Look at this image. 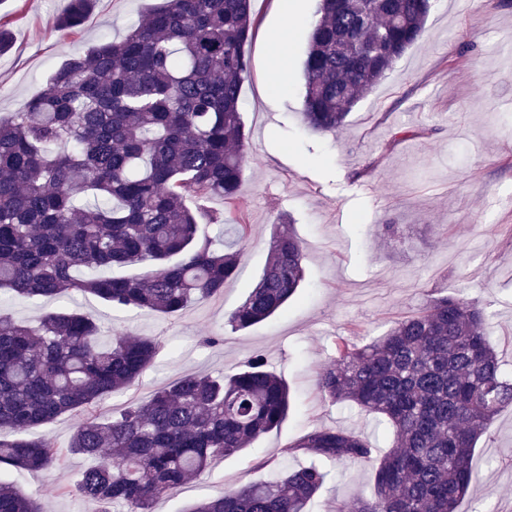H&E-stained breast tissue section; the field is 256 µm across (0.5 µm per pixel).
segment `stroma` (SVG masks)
<instances>
[{
	"mask_svg": "<svg viewBox=\"0 0 512 512\" xmlns=\"http://www.w3.org/2000/svg\"><path fill=\"white\" fill-rule=\"evenodd\" d=\"M162 3L98 0L82 30L67 35L53 20L68 0H0L14 34L11 53L0 56V113L21 109L68 57L102 35L124 34ZM299 5L288 84L279 91L265 64L267 36L283 22L279 2L254 0L256 30L241 91L250 162L240 209L250 240L242 273L219 296L167 316L92 296L48 301L0 294V312L19 320L37 322L51 309L76 311L95 319L103 335L159 339L153 366L134 387L105 399L104 414L148 399L160 384L186 374H232L255 354L286 381L293 401L283 422L161 498L155 512H187L237 482L268 479L269 470L253 466L260 457L277 468L309 464V457L287 458L283 450L314 425L361 433L388 450L386 432L375 431L371 417L319 396L315 374L333 358L336 337L368 344L430 298L461 290L485 309L502 368L512 375V72L501 65L502 52L512 50V0H477L468 12L453 0H432L423 38L333 133L313 132L302 120L307 19L317 0ZM399 127L419 135L392 142ZM277 224L302 242L304 284L271 320L232 331L228 318L256 285ZM208 336L220 337V344H205ZM87 465L75 456L61 471L0 476L39 498L46 512H94L79 495L54 492L74 484ZM472 465L478 479L459 512H512V408L495 417ZM323 469L311 512H334L372 481L365 463Z\"/></svg>",
	"mask_w": 512,
	"mask_h": 512,
	"instance_id": "stroma-1",
	"label": "stroma"
}]
</instances>
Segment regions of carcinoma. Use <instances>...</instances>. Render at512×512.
<instances>
[{
    "label": "carcinoma",
    "instance_id": "1",
    "mask_svg": "<svg viewBox=\"0 0 512 512\" xmlns=\"http://www.w3.org/2000/svg\"><path fill=\"white\" fill-rule=\"evenodd\" d=\"M254 0H163L119 39L101 37L66 59L25 107L0 115V290L24 298L94 296L117 308L175 315L213 297L241 269L245 130L241 87ZM96 0H69L55 29L81 31ZM431 0H319L304 62L303 119L334 132L359 99L418 41ZM224 199L225 210L207 206ZM232 233L220 247L204 227ZM298 238L274 226L269 260L230 315L234 331L274 317L304 282ZM144 262L131 276L101 268ZM95 320L50 312L29 323L0 313V470L55 471L70 457H98L72 491L97 512H154L155 502L204 475L218 458L277 428L288 385L250 357L230 376L186 375L99 416L108 396L133 386L159 349L150 336L100 341ZM316 375L322 397L381 417L392 447L315 426L285 456L373 467V484L336 512H458L477 475V442L505 407L512 377L501 369L483 309L442 296L395 321L364 346L344 337ZM84 422L61 444L22 436L63 414ZM325 474L316 464L224 489L188 512H309ZM0 512H45L0 481Z\"/></svg>",
    "mask_w": 512,
    "mask_h": 512
}]
</instances>
